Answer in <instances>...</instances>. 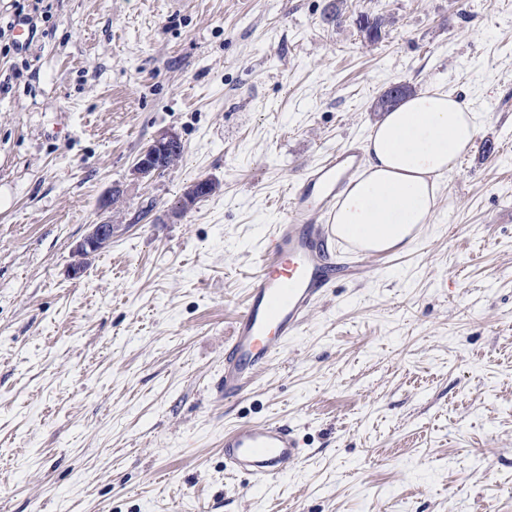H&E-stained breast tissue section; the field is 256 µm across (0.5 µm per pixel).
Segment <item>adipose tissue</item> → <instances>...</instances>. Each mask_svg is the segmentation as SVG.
Returning <instances> with one entry per match:
<instances>
[{
    "label": "adipose tissue",
    "mask_w": 512,
    "mask_h": 512,
    "mask_svg": "<svg viewBox=\"0 0 512 512\" xmlns=\"http://www.w3.org/2000/svg\"><path fill=\"white\" fill-rule=\"evenodd\" d=\"M478 130L475 113L440 90L420 91L382 113L362 170L341 195L335 224L374 248H409L432 217L441 178L470 150Z\"/></svg>",
    "instance_id": "ef3b65f1"
}]
</instances>
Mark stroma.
<instances>
[{"instance_id":"35a3bbf8","label":"stroma","mask_w":512,"mask_h":512,"mask_svg":"<svg viewBox=\"0 0 512 512\" xmlns=\"http://www.w3.org/2000/svg\"><path fill=\"white\" fill-rule=\"evenodd\" d=\"M21 11L30 50L0 38V512H512V0H0V29ZM398 83L479 116L430 224L337 254L300 335L217 399L290 184L366 140ZM163 131L180 162L136 179ZM264 421L306 448L271 485L224 468L225 429ZM118 230V224H112V220L106 218L96 224L88 225L84 238L76 245L73 254L76 258L71 264L70 272L73 277L82 275L84 267L82 261L112 243V238Z\"/></svg>"}]
</instances>
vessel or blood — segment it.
Returning <instances> with one entry per match:
<instances>
[{
	"mask_svg": "<svg viewBox=\"0 0 512 512\" xmlns=\"http://www.w3.org/2000/svg\"><path fill=\"white\" fill-rule=\"evenodd\" d=\"M358 167L357 154L339 149L292 186L224 348L217 397L233 399L253 388L299 334L330 284V246L367 256V249L337 237L332 222L340 193ZM303 455L302 442L278 422L242 424L224 435L226 469L256 483L279 480Z\"/></svg>",
	"mask_w": 512,
	"mask_h": 512,
	"instance_id": "1",
	"label": "vessel or blood"
}]
</instances>
